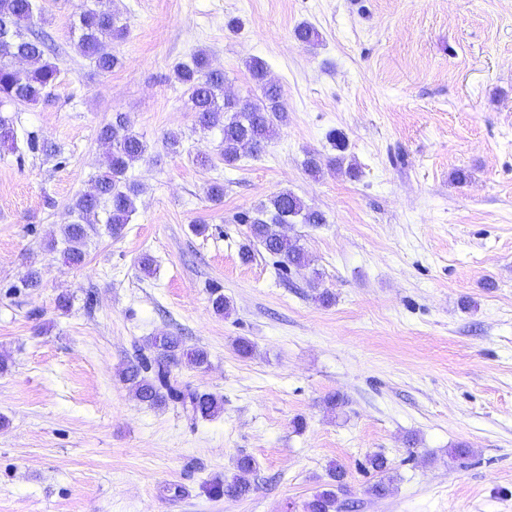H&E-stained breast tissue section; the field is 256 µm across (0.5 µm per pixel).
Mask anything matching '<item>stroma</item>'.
Returning a JSON list of instances; mask_svg holds the SVG:
<instances>
[{
    "label": "stroma",
    "instance_id": "1",
    "mask_svg": "<svg viewBox=\"0 0 512 512\" xmlns=\"http://www.w3.org/2000/svg\"><path fill=\"white\" fill-rule=\"evenodd\" d=\"M80 3L42 0L60 74L51 101L15 114L60 157L0 148V512H303L338 464L349 512H512V0H112L128 34L107 74L74 50ZM304 23L318 45L295 37ZM199 50L226 93L247 96L252 58L281 86L288 120L263 154L225 165L221 133L195 130L173 67ZM116 112L148 145L128 172L138 210L121 238L96 224L73 266L61 228ZM335 129L358 177L309 176ZM285 189L327 221L286 227L311 266L284 278L261 246L241 260L237 217ZM166 334L207 350L208 368L172 377L222 396L219 416L140 404L121 382ZM375 453L382 498L366 492ZM244 455L252 493L211 497Z\"/></svg>",
    "mask_w": 512,
    "mask_h": 512
}]
</instances>
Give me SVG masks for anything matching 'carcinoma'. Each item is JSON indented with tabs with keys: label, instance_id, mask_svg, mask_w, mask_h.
I'll return each instance as SVG.
<instances>
[{
	"label": "carcinoma",
	"instance_id": "cac0c4a2",
	"mask_svg": "<svg viewBox=\"0 0 512 512\" xmlns=\"http://www.w3.org/2000/svg\"><path fill=\"white\" fill-rule=\"evenodd\" d=\"M41 8L37 0H0V144L16 147L13 117L8 112L18 106L46 102L52 97L60 70L45 59L50 51L48 38L35 30ZM74 29L76 52L90 60L100 73H110L122 64L113 41L126 36L128 27L112 11L109 0L82 3ZM251 80V97L232 99L224 91V72L211 66L207 52L194 53L189 60L174 66L175 77L185 88L195 122L203 130L218 129L222 134L219 156L226 165L235 164L242 155L261 154L287 120L288 109L281 87L267 78L265 63L257 58L246 63ZM98 138L109 147L103 170L91 178L90 186L74 199V219L64 225L62 235L67 247L66 259L80 264L88 232L99 223V212L108 213L106 224L114 238L124 235L137 210L142 192L139 184L128 180V169L142 160L148 146L135 133L127 116L116 113L98 131ZM30 152L55 156L58 147L38 134L26 137ZM249 226V239L277 258L288 271L310 265L311 259L298 240L284 238L283 224H325L324 213L308 207L293 192L283 190L259 204L253 211L238 216ZM197 367L209 363L206 350L187 348L181 337L152 336L139 349L136 360L123 367L119 375L139 402L149 406L179 405L195 420L213 418L224 410V398L200 393L171 382L172 367L182 360ZM256 469L255 460L242 456L237 460L239 474L209 485L214 498L240 499L251 490L243 474ZM329 488L312 495L303 504V512H340L339 492L345 487L346 471L336 466L329 470Z\"/></svg>",
	"mask_w": 512,
	"mask_h": 512
}]
</instances>
